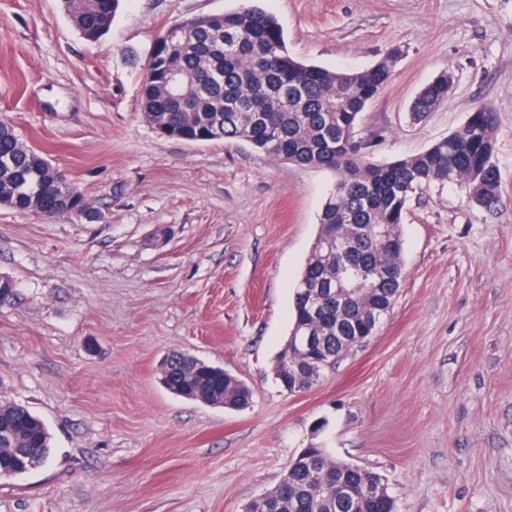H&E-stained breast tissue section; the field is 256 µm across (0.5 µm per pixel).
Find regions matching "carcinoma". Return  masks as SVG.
<instances>
[{
  "mask_svg": "<svg viewBox=\"0 0 512 512\" xmlns=\"http://www.w3.org/2000/svg\"><path fill=\"white\" fill-rule=\"evenodd\" d=\"M120 0H64V8L82 38L95 42L112 25ZM179 25L181 38L163 33L144 64L141 112L152 126L162 124L169 136L188 142L242 140L289 163L322 168L337 175L320 216L318 235L294 288L292 330L321 339V362L315 374L301 376L284 367L275 371L291 392L307 389L314 378L350 351L345 337L368 342L393 308L403 286L400 230L412 195L429 185H457L476 206L493 212L504 203L495 161V113L476 108L457 131L423 152L387 164L371 162L367 144L357 137L361 115L392 77L388 55L362 71L343 72L305 64L288 53L283 31L269 12L241 0L231 11L198 15ZM452 75L444 71L415 99L417 115L434 111L448 97ZM0 193L14 199V211H33L37 202L58 199L80 212L85 196L61 184L41 152L24 146L14 127L0 123ZM347 235L353 255L329 254L319 244ZM354 265L364 277L346 283L343 294L320 307L309 305L311 293L336 283V268ZM223 368L183 354L169 357L164 387L172 394L212 405L214 401L249 406L244 393L223 383ZM22 452L0 450V470L30 471L44 467L51 436L27 407L0 403V426ZM356 485H374L379 474L352 468L325 449H303L288 465L277 490L253 510L264 512H396V500L343 505L333 477Z\"/></svg>",
  "mask_w": 512,
  "mask_h": 512,
  "instance_id": "1",
  "label": "carcinoma"
}]
</instances>
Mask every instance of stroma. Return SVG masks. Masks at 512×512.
Returning <instances> with one entry per match:
<instances>
[{"label":"stroma","instance_id":"obj_1","mask_svg":"<svg viewBox=\"0 0 512 512\" xmlns=\"http://www.w3.org/2000/svg\"><path fill=\"white\" fill-rule=\"evenodd\" d=\"M239 0H123L84 40L60 0H0V120L91 202L0 208V402L52 437L50 462L0 478V512H244L302 449L381 475L397 512H512V0H257L291 55L338 71L398 57L359 135L372 162L423 152L477 107L497 116L506 204L454 185L412 198L405 280L378 332L288 393L275 357L335 176L242 142L157 133L143 63L178 22ZM447 100L410 107L441 72ZM182 352L230 370L247 409L162 383Z\"/></svg>","mask_w":512,"mask_h":512}]
</instances>
